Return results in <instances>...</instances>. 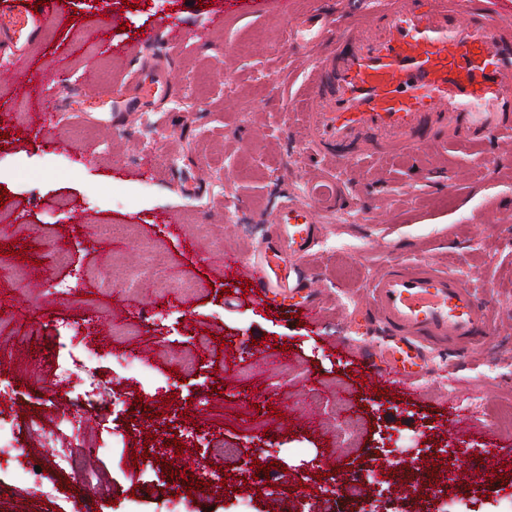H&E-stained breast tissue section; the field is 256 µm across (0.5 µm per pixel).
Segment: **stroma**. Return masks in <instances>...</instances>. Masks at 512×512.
I'll return each mask as SVG.
<instances>
[{
  "label": "stroma",
  "mask_w": 512,
  "mask_h": 512,
  "mask_svg": "<svg viewBox=\"0 0 512 512\" xmlns=\"http://www.w3.org/2000/svg\"><path fill=\"white\" fill-rule=\"evenodd\" d=\"M48 2L58 23L16 47L28 66L61 64L48 126L0 82V439L16 447L0 459V512H74L78 496L93 512H357L364 500L392 512L422 500L401 486L405 464L444 489L448 512H512V128L490 147L438 135L413 156L354 154L334 210L345 223L312 201L313 248L290 259L319 271L315 291L261 303L224 258L264 252L270 215L336 168L305 135L311 66L289 29L312 14L328 25L368 16L380 0ZM165 21L189 39L172 43ZM136 70L158 87L131 119ZM203 239L202 259L189 245ZM58 249L66 264L52 263ZM429 258L475 292L494 332L460 357L430 348L417 393L400 394L383 376L392 339L365 312L369 287L389 265ZM65 284L78 295L60 294ZM312 300L319 321L299 322ZM75 331L97 353L78 374L100 395L75 404L81 423L62 443L80 455L96 442L106 481L84 489L48 472L35 490L27 463L57 445L43 386ZM199 336L211 340L203 368L183 375ZM284 345L287 359L265 369ZM340 407L363 426L350 446L337 436ZM212 440L240 460L214 457ZM336 456L362 500L333 493ZM245 461L270 476L242 480ZM205 465L217 478L183 485ZM470 468L486 478L449 481Z\"/></svg>",
  "instance_id": "35a3bbf8"
}]
</instances>
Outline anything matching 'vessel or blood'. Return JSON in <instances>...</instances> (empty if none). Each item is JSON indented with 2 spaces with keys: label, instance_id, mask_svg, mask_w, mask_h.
<instances>
[{
  "label": "vessel or blood",
  "instance_id": "vessel-or-blood-1",
  "mask_svg": "<svg viewBox=\"0 0 512 512\" xmlns=\"http://www.w3.org/2000/svg\"><path fill=\"white\" fill-rule=\"evenodd\" d=\"M0 37L40 35L55 14L30 13L27 0H9ZM495 0H383L385 23L367 19L326 30L315 16L293 34L317 55L305 116L317 150L345 165L357 152L409 155L424 132L480 142L512 126V21L492 22ZM19 92L39 103L57 88L56 66H25L22 56L0 59ZM274 248L308 253L316 214L290 206L271 219ZM254 297L286 293L288 267L270 257L242 264ZM369 309L397 342L385 358L391 385L411 390L409 365L420 350L443 346L461 353L482 342L492 319L481 301L439 263L392 264L371 284Z\"/></svg>",
  "mask_w": 512,
  "mask_h": 512
}]
</instances>
